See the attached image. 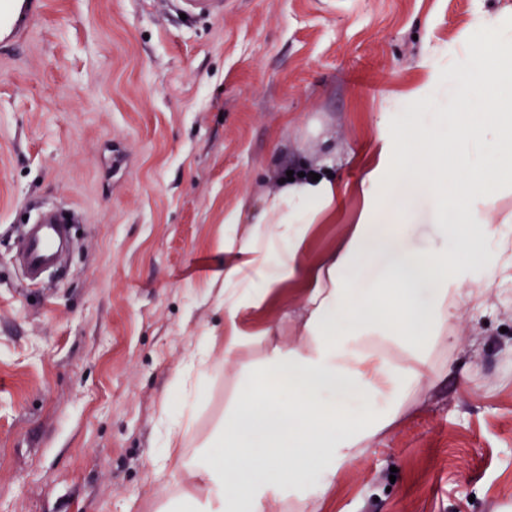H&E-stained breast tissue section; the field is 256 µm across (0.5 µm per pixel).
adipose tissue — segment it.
<instances>
[{"label": "adipose tissue", "mask_w": 512, "mask_h": 512, "mask_svg": "<svg viewBox=\"0 0 512 512\" xmlns=\"http://www.w3.org/2000/svg\"><path fill=\"white\" fill-rule=\"evenodd\" d=\"M484 52L491 64L462 71L448 87L455 130L474 141L484 165L467 164L455 153L437 155L431 133L420 130L414 150L392 174L396 181L435 182L442 171L453 170L457 200L448 206L441 236L453 243L454 253L395 252L394 287L359 296L348 288L345 271L393 252L398 227L384 223L382 206L364 207L338 245L313 264L304 244L316 216L336 195L335 181L298 176L264 194L256 222L227 217L220 249L233 262L215 294L224 312L223 360L213 361L209 343H198L187 351L172 386L191 381L205 395L220 364L238 363L250 347L264 352L241 365L223 425L201 440L192 458L181 453L190 430L187 412L160 406L165 451L159 463L197 480L201 491L175 493L158 512H269L274 505L279 512H301L306 500L300 491L310 472L330 488L340 469L364 456L372 440L398 421L406 400L429 387L431 354L448 344L457 300L481 305L494 274L512 271V240L502 237L496 215L479 207L500 180L512 176V31L488 23ZM485 129L492 139L481 138ZM465 259L481 263L489 277L468 279ZM302 269L307 277L297 308L299 334L284 335L274 322L248 330L244 314L262 311ZM428 281L437 288L421 308L414 287ZM345 391L369 399L362 417H352L341 403Z\"/></svg>", "instance_id": "adipose-tissue-1"}]
</instances>
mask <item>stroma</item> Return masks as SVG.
<instances>
[{
  "label": "stroma",
  "mask_w": 512,
  "mask_h": 512,
  "mask_svg": "<svg viewBox=\"0 0 512 512\" xmlns=\"http://www.w3.org/2000/svg\"><path fill=\"white\" fill-rule=\"evenodd\" d=\"M512 29V0H233L181 18L154 0H45L0 41V512H156L162 402L195 417L194 454L230 405L238 368L207 397L176 391L185 348H224L205 300L230 255L226 217L256 220L277 170L340 186L306 242L333 249L387 181L412 130L445 137L448 86L483 62L479 18ZM74 210L75 241L30 284L11 250L29 212ZM441 197L391 188L399 244L441 242ZM432 354L428 392L342 469L325 512H512V277L468 301Z\"/></svg>",
  "instance_id": "35a3bbf8"
}]
</instances>
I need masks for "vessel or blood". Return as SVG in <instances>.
<instances>
[{
    "mask_svg": "<svg viewBox=\"0 0 512 512\" xmlns=\"http://www.w3.org/2000/svg\"><path fill=\"white\" fill-rule=\"evenodd\" d=\"M179 9L189 15H220L224 0H176ZM39 7L33 0H0V30L7 39L24 33ZM70 246L68 219L63 214L46 211L28 226L22 251L23 266L30 279L54 272Z\"/></svg>",
    "mask_w": 512,
    "mask_h": 512,
    "instance_id": "obj_1",
    "label": "vessel or blood"
}]
</instances>
